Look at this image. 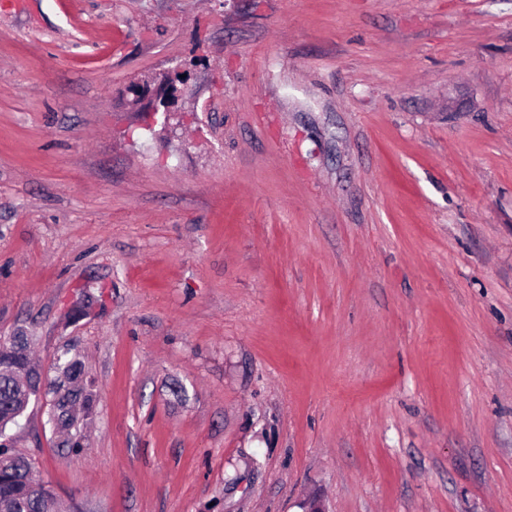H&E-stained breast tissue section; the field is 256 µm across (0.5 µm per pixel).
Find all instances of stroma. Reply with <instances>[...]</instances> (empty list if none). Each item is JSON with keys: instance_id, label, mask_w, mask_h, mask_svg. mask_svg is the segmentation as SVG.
Masks as SVG:
<instances>
[{"instance_id": "35a3bbf8", "label": "stroma", "mask_w": 512, "mask_h": 512, "mask_svg": "<svg viewBox=\"0 0 512 512\" xmlns=\"http://www.w3.org/2000/svg\"><path fill=\"white\" fill-rule=\"evenodd\" d=\"M21 327L85 366L79 453L12 430L82 512H512V0H0ZM167 75H150L130 84L125 93L127 106L133 112H139L143 125L150 128L155 123V116L162 112L169 120L174 112L177 96L168 82Z\"/></svg>"}]
</instances>
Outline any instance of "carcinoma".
Here are the masks:
<instances>
[{
    "label": "carcinoma",
    "mask_w": 512,
    "mask_h": 512,
    "mask_svg": "<svg viewBox=\"0 0 512 512\" xmlns=\"http://www.w3.org/2000/svg\"><path fill=\"white\" fill-rule=\"evenodd\" d=\"M67 378L48 393L47 424L50 428L81 423L80 411L90 408L86 373L77 358L62 361ZM41 374L34 369L25 337L0 339V437L18 425L29 404L38 400ZM0 505L7 512H63L52 487L32 476L30 461L10 448L0 447Z\"/></svg>",
    "instance_id": "cac0c4a2"
}]
</instances>
